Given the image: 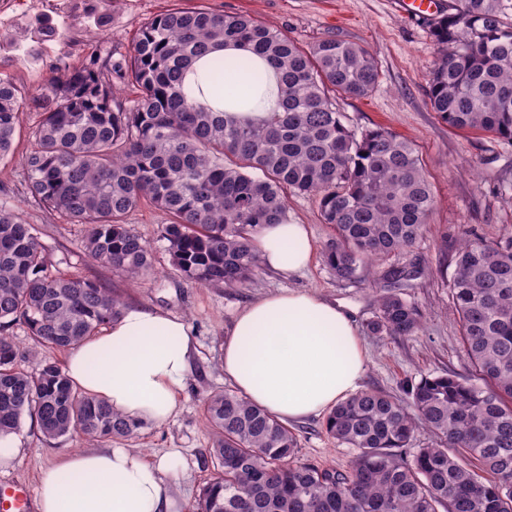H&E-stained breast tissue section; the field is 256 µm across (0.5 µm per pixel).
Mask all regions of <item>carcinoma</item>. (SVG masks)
<instances>
[{
    "instance_id": "1",
    "label": "carcinoma",
    "mask_w": 512,
    "mask_h": 512,
    "mask_svg": "<svg viewBox=\"0 0 512 512\" xmlns=\"http://www.w3.org/2000/svg\"><path fill=\"white\" fill-rule=\"evenodd\" d=\"M431 34L432 110L451 128L512 142V0H451ZM219 42L245 43L279 70L281 111L237 126L183 91V70ZM378 79L356 43L328 37L305 49L248 15L171 9L142 25L121 60L93 48L30 94L0 76V163L12 158L26 103L39 121L23 194L87 227L86 264L150 274L153 250L128 222L148 202L165 215L170 264L201 287L251 283L259 228L286 219L288 194L312 195L333 230L323 256L336 278L387 283L371 331L411 336L422 313L395 292L410 272L392 265L379 275L372 260L410 250L436 198L411 142L380 127L358 135L336 110V97H366ZM117 82L133 97L117 99ZM453 261L467 376H424L407 402L365 390L337 404L325 429L355 449L345 471L299 459L295 434L240 392L210 394L205 454L219 473L193 512H512V237L473 234ZM120 314L99 281L50 272L41 232L0 198L1 437L27 417L54 439L136 433L139 423L81 392L56 362L21 367L32 351L11 337L24 325L34 346L64 350ZM421 427L434 442L398 454Z\"/></svg>"
}]
</instances>
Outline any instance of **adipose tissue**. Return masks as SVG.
Instances as JSON below:
<instances>
[{"instance_id":"1","label":"adipose tissue","mask_w":512,"mask_h":512,"mask_svg":"<svg viewBox=\"0 0 512 512\" xmlns=\"http://www.w3.org/2000/svg\"><path fill=\"white\" fill-rule=\"evenodd\" d=\"M224 81L209 79L215 62ZM186 90L238 124L279 111L280 74L242 47L205 53L184 72ZM263 264L290 276L305 269L313 246L306 225H263L256 236ZM195 347L184 319L131 305L101 335L72 346L66 373L82 392L140 423L176 416ZM224 376L252 403L290 424L333 409L361 386L366 356L350 314L311 289L271 293L235 315L224 337ZM166 461L133 448L69 454L40 477L39 512H173Z\"/></svg>"}]
</instances>
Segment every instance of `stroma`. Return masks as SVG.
<instances>
[{
  "mask_svg": "<svg viewBox=\"0 0 512 512\" xmlns=\"http://www.w3.org/2000/svg\"><path fill=\"white\" fill-rule=\"evenodd\" d=\"M171 8L210 9L227 14L255 16L271 23L301 46L334 36L367 48L378 63L379 80L364 98L340 97L336 108L345 125L356 132L382 127L412 141L433 186L437 204L426 232L411 251L377 259L375 269L392 264L419 265L420 275L407 281L404 298L423 314L420 330L412 336H380L369 323L376 309L375 287L363 279L337 280L325 265L322 252L332 230L323 224L315 198H288L289 220L308 225L316 254L301 274L283 278L264 270L246 287L205 288L193 285L170 266L160 239L163 213L149 205L134 211L129 221L155 256V272L133 285L120 273L85 265L77 246L86 227L50 217L19 194L23 179L20 156L29 147V129L37 116L25 110L16 134L18 154L0 171V191H12L20 213L42 233L52 272L87 276L110 288L123 305L137 304L182 317L197 343L181 410L162 425L142 426L135 438L112 440L115 448L128 446L154 458L177 453V475L172 482L179 512H189L203 483L216 471L204 450L211 442L202 401L224 389L220 356L224 337L236 311L257 295L279 290L311 288L342 304L354 319L367 352V370L361 386L406 399L411 384L425 375L468 372L458 343L457 316L450 292L455 266L452 260L464 233L486 240L512 236V143L488 134L465 133L448 127L427 98L429 72L436 45L427 24L395 13L390 0H119L115 7L97 4L94 17L46 13L57 41L47 42L44 58H31L18 48L0 60V73L10 76L25 91L39 90L53 66H79L82 54H66L57 42L69 31L80 30L87 44L111 47L113 57L128 55L135 32L151 18ZM302 460L346 469L353 449L339 445L324 428V420L311 417L291 424ZM14 439L19 453L9 467L0 468V481L36 490L42 469L65 454L93 448V440H49L31 420H24Z\"/></svg>",
  "mask_w": 512,
  "mask_h": 512,
  "instance_id": "stroma-1",
  "label": "stroma"
}]
</instances>
